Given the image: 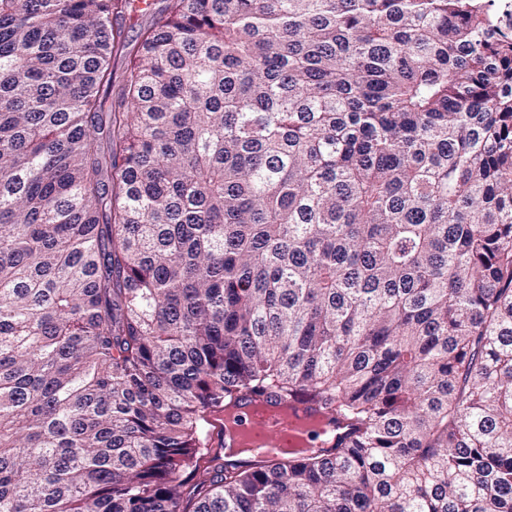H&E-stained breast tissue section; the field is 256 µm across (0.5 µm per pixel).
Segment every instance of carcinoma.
<instances>
[{
  "mask_svg": "<svg viewBox=\"0 0 512 512\" xmlns=\"http://www.w3.org/2000/svg\"><path fill=\"white\" fill-rule=\"evenodd\" d=\"M153 2L0 0V512H512L493 0ZM294 406L297 409V414L302 416V418H304L306 422L312 426L311 428H304L298 431L302 438L308 439L306 447H309L311 445L310 442H312L313 446H315L316 443L318 442V437L320 436L319 434L315 433L309 434V430H311L312 428L316 426H321V430L331 428L332 431H335V425L330 423L328 419L323 416L319 408L314 404L305 401H297L296 403H294ZM313 413L316 414L315 418H310L309 415Z\"/></svg>",
  "mask_w": 512,
  "mask_h": 512,
  "instance_id": "obj_1",
  "label": "carcinoma"
}]
</instances>
